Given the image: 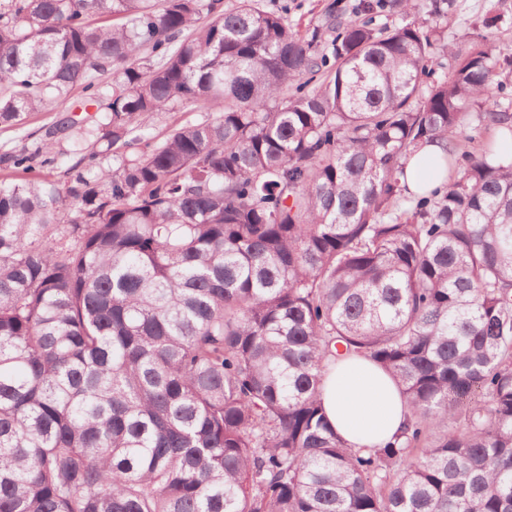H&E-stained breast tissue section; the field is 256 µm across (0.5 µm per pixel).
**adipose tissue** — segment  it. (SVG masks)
<instances>
[{
    "instance_id": "adipose-tissue-1",
    "label": "adipose tissue",
    "mask_w": 512,
    "mask_h": 512,
    "mask_svg": "<svg viewBox=\"0 0 512 512\" xmlns=\"http://www.w3.org/2000/svg\"><path fill=\"white\" fill-rule=\"evenodd\" d=\"M322 400L330 424L355 448L384 444L409 416L394 380L362 357H345L330 364Z\"/></svg>"
}]
</instances>
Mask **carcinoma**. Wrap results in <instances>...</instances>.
Returning <instances> with one entry per match:
<instances>
[{
  "label": "carcinoma",
  "instance_id": "obj_1",
  "mask_svg": "<svg viewBox=\"0 0 512 512\" xmlns=\"http://www.w3.org/2000/svg\"><path fill=\"white\" fill-rule=\"evenodd\" d=\"M467 2L303 34L260 0H0V125L64 112L0 153V512H512V54L445 41ZM174 110L206 119L155 141ZM344 355L410 408L382 446L325 418ZM201 115L204 113L183 111L158 113L152 114L146 123L152 126L154 134L161 138L170 128L194 122L200 119ZM440 152L439 144L428 143L410 161L406 169V181L411 191L416 192L424 188L431 189L440 184L441 179L435 178L423 165L426 156Z\"/></svg>",
  "mask_w": 512,
  "mask_h": 512
}]
</instances>
